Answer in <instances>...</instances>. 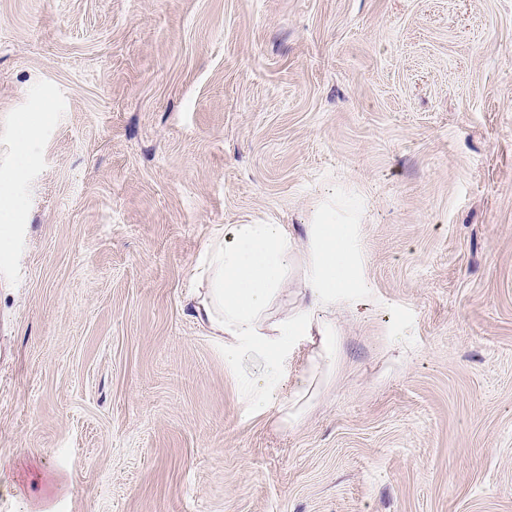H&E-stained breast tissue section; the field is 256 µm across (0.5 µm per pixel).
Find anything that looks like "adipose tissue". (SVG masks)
<instances>
[{"mask_svg": "<svg viewBox=\"0 0 512 512\" xmlns=\"http://www.w3.org/2000/svg\"><path fill=\"white\" fill-rule=\"evenodd\" d=\"M358 219L353 208L339 219L325 210L321 222L310 225L300 253L282 224H228L206 245L190 312L223 344L229 365L250 369L243 395L252 409H266L274 396L290 337H306L315 348L312 372L297 389L296 402L310 396L324 366L333 362L335 336L326 317L337 308L355 307L362 294L347 230ZM297 262L305 268L297 290L301 301L285 308L280 300Z\"/></svg>", "mask_w": 512, "mask_h": 512, "instance_id": "adipose-tissue-1", "label": "adipose tissue"}]
</instances>
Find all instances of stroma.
<instances>
[{
	"label": "stroma",
	"mask_w": 512,
	"mask_h": 512,
	"mask_svg": "<svg viewBox=\"0 0 512 512\" xmlns=\"http://www.w3.org/2000/svg\"><path fill=\"white\" fill-rule=\"evenodd\" d=\"M0 173V512H512V0H0ZM345 197L368 302L254 411L203 246ZM21 210V202L10 187V177H0V246L7 243L8 225Z\"/></svg>",
	"instance_id": "35a3bbf8"
}]
</instances>
